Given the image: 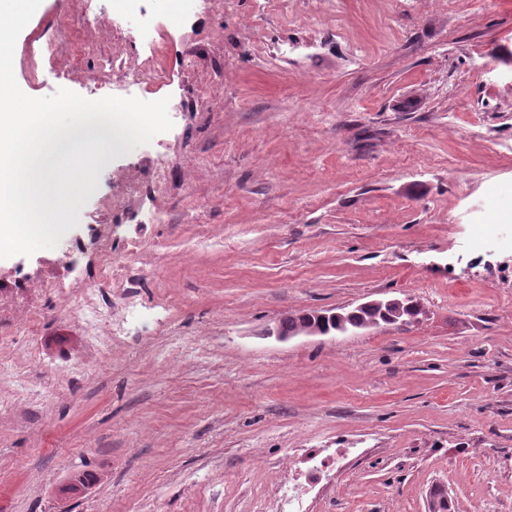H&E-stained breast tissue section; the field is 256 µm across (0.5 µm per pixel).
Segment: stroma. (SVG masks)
<instances>
[{"label": "stroma", "mask_w": 512, "mask_h": 512, "mask_svg": "<svg viewBox=\"0 0 512 512\" xmlns=\"http://www.w3.org/2000/svg\"><path fill=\"white\" fill-rule=\"evenodd\" d=\"M100 8L41 0L14 50L24 93L97 100L107 61L142 57L127 27L86 20ZM70 36L76 54H31ZM153 64L165 82L124 83L184 109L107 159L72 235L100 225L119 265L142 252L154 319L63 399L0 381V512H429L437 489L448 512H512V0H207ZM207 76L224 105L202 112ZM97 266L0 259V333L17 297L44 314L31 383L84 345L24 280L77 287ZM405 296L419 322L269 334ZM313 318H315L313 312L289 316L282 322H280L279 327L277 328V331L279 332L278 334L275 333L274 331L269 332V334L274 335L275 333L278 339L286 340L290 337L296 336V334L305 336H322L331 333L329 331H323L315 321L308 322L309 320H313ZM306 322L308 323L305 324Z\"/></svg>", "instance_id": "1"}]
</instances>
